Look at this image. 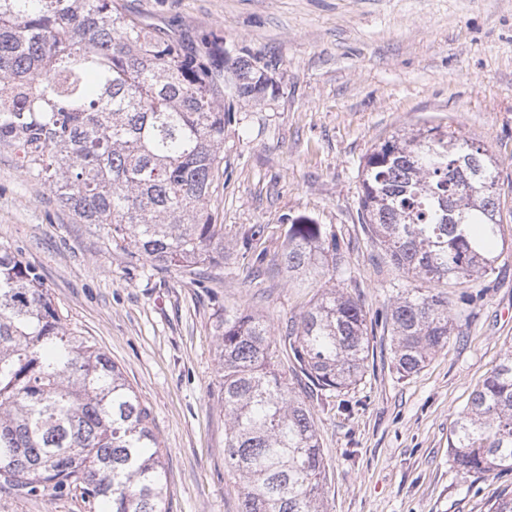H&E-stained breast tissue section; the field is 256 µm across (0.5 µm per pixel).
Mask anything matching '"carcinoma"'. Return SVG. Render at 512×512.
I'll return each instance as SVG.
<instances>
[{
	"instance_id": "carcinoma-1",
	"label": "carcinoma",
	"mask_w": 512,
	"mask_h": 512,
	"mask_svg": "<svg viewBox=\"0 0 512 512\" xmlns=\"http://www.w3.org/2000/svg\"><path fill=\"white\" fill-rule=\"evenodd\" d=\"M276 87L257 61L158 35L114 0H0V145L82 224L160 268L224 263L208 202L226 105ZM497 171L488 150L425 126L376 143L361 169L362 223L416 282L390 297L397 370H421L452 333L440 284L489 277L499 259ZM288 279L344 273L336 233L299 218ZM224 461L240 512H326V462L305 400L276 368L287 351L320 395L359 382L369 353L359 299L325 288L276 339L261 317L220 319ZM464 474L512 471V345L453 420ZM81 490L90 512H168L150 409L121 369L61 320L39 274L0 245V490Z\"/></svg>"
}]
</instances>
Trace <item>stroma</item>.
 <instances>
[{
	"mask_svg": "<svg viewBox=\"0 0 512 512\" xmlns=\"http://www.w3.org/2000/svg\"><path fill=\"white\" fill-rule=\"evenodd\" d=\"M161 36L249 55L278 86L237 104L224 125L210 209L224 263L164 270L76 223L0 146V244L36 269L65 324L105 352L149 405L169 512H238L242 482L224 465L215 324L253 313L273 335L322 289L362 300L373 326L361 381L310 400L327 468V512H487L512 473L458 472L448 434L512 344V0H119ZM443 125L497 161L498 276L475 301L448 291L454 331L418 373L401 376L384 324L407 276L359 214L360 165L380 139ZM305 218L335 232L347 271L297 284L275 265ZM0 512H89L80 493H0Z\"/></svg>",
	"mask_w": 512,
	"mask_h": 512,
	"instance_id": "1",
	"label": "stroma"
}]
</instances>
